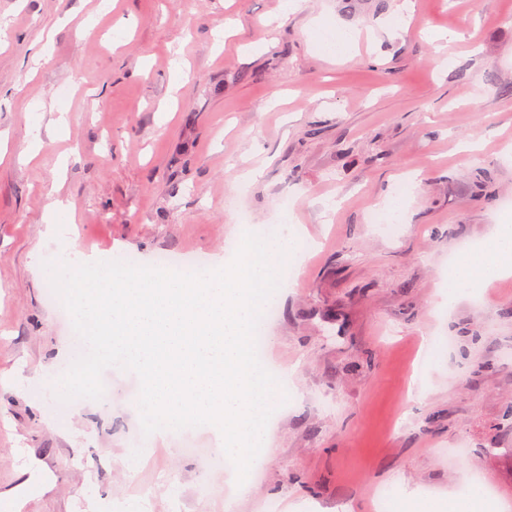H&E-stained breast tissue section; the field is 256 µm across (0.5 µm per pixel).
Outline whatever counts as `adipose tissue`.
Wrapping results in <instances>:
<instances>
[{
  "mask_svg": "<svg viewBox=\"0 0 512 512\" xmlns=\"http://www.w3.org/2000/svg\"><path fill=\"white\" fill-rule=\"evenodd\" d=\"M512 273V221L501 224L481 252L463 254L448 278L449 294Z\"/></svg>",
  "mask_w": 512,
  "mask_h": 512,
  "instance_id": "1",
  "label": "adipose tissue"
}]
</instances>
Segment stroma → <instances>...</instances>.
<instances>
[{
    "label": "stroma",
    "mask_w": 512,
    "mask_h": 512,
    "mask_svg": "<svg viewBox=\"0 0 512 512\" xmlns=\"http://www.w3.org/2000/svg\"><path fill=\"white\" fill-rule=\"evenodd\" d=\"M285 2L0 0V512H448L474 471L512 512V274L446 288L512 203V0ZM336 28L354 59L318 47ZM269 224L311 251L272 299L287 400L244 483L208 426L144 435L133 372L102 403L44 390L74 340L45 262L205 270Z\"/></svg>",
    "instance_id": "1"
}]
</instances>
